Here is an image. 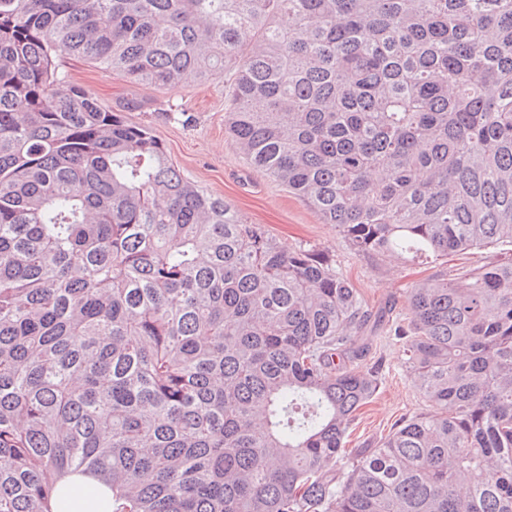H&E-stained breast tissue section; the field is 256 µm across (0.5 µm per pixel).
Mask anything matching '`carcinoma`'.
I'll return each mask as SVG.
<instances>
[{"instance_id": "carcinoma-1", "label": "carcinoma", "mask_w": 512, "mask_h": 512, "mask_svg": "<svg viewBox=\"0 0 512 512\" xmlns=\"http://www.w3.org/2000/svg\"><path fill=\"white\" fill-rule=\"evenodd\" d=\"M63 57L224 77L225 133L357 253L512 245V0H0V512L75 472L112 512H512V260L412 285L430 410L349 450L381 318Z\"/></svg>"}]
</instances>
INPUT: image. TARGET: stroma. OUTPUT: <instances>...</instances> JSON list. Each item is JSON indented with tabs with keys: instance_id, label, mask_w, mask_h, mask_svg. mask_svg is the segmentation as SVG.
<instances>
[{
	"instance_id": "stroma-1",
	"label": "stroma",
	"mask_w": 512,
	"mask_h": 512,
	"mask_svg": "<svg viewBox=\"0 0 512 512\" xmlns=\"http://www.w3.org/2000/svg\"><path fill=\"white\" fill-rule=\"evenodd\" d=\"M58 71L112 110L124 111L132 98L141 101V109L124 111L127 121L149 127L184 176L205 193L226 200L249 223L263 225L282 244L328 250L369 307H391L394 319L407 316V290L412 283L435 278L455 281L487 262L512 259V248L506 246L452 253L429 264L411 263L400 255L356 253L335 225L322 223L239 152L224 131L223 78L162 90L132 83L119 73L103 75L93 65L69 58L60 59ZM403 348V342L386 329L373 335L368 360L380 364L381 386L352 425V447L376 442L396 422L425 411L427 404L403 365Z\"/></svg>"
}]
</instances>
